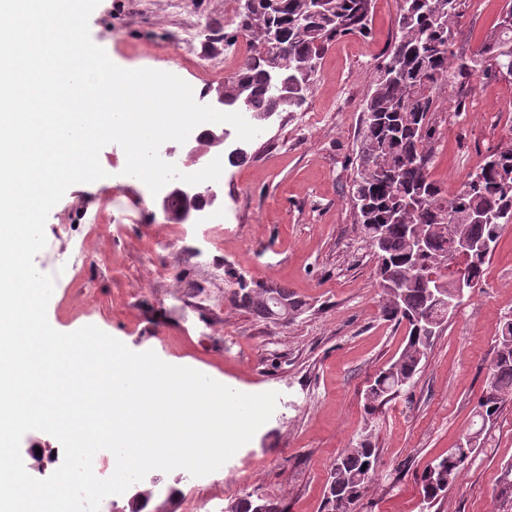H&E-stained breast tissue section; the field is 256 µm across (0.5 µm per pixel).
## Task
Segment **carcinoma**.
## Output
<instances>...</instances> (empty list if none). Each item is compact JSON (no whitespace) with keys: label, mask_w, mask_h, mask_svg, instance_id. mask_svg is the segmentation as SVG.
<instances>
[{"label":"carcinoma","mask_w":512,"mask_h":512,"mask_svg":"<svg viewBox=\"0 0 512 512\" xmlns=\"http://www.w3.org/2000/svg\"><path fill=\"white\" fill-rule=\"evenodd\" d=\"M470 0H399L395 18L400 37L380 57L376 76L368 94L361 131L357 168L350 185L355 222L363 241L383 229V244L376 255L380 287L386 295V313L405 323L407 336L400 356L374 378L366 392L365 410L373 414L376 403L389 400L410 385L434 342L419 328L417 317L427 314L444 321L448 313L427 302L428 286L448 282L456 273L479 281L488 255L454 261L451 247L456 237L499 239L504 224H470L467 215L489 207L512 211V149L492 154L485 164L469 175L461 188L448 194L430 180L432 145L437 129L429 114L437 110L439 91L469 78L480 69L486 75L512 77V59L498 54L500 45H512V6L499 16L484 40L472 50L457 45L454 25L462 18ZM326 7L308 19L307 27L297 25L305 13V0H283L271 17L257 16L244 27L260 35V47L235 76L252 89L247 109L265 112L272 102L267 56L280 54L288 70L312 76L315 60L328 43L365 31L372 0H325ZM285 27L286 41L273 49L265 40L268 23ZM368 204H363V201ZM408 213V224L430 232L432 246L426 255L410 256L407 224L395 217ZM233 301L261 319H269V303L264 286L250 287L244 276L233 281ZM512 400V317L503 320L496 338V355L489 367V386L477 403L482 423L491 422L501 405ZM476 431L464 438L448 455L432 462L422 472L423 498L433 502L444 496L459 474L472 462L480 446ZM377 465V449L364 438L345 449L333 461L325 486L326 512H356V507L372 480Z\"/></svg>","instance_id":"obj_1"}]
</instances>
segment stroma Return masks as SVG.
Returning a JSON list of instances; mask_svg holds the SVG:
<instances>
[{
	"label": "stroma",
	"instance_id": "1",
	"mask_svg": "<svg viewBox=\"0 0 512 512\" xmlns=\"http://www.w3.org/2000/svg\"><path fill=\"white\" fill-rule=\"evenodd\" d=\"M506 0H471L457 28L470 46L489 33ZM398 0H373L366 33L328 44L316 61L307 100L282 112L247 144L248 159L225 166L221 224L167 223L157 198L123 175L116 144L99 161L106 178L72 185L52 208L36 269L54 276L51 324L62 333L99 327L135 352L195 369L236 391L278 392L271 418L224 465L221 485L204 490L180 472L155 471L157 500L171 512H224L245 495L284 512H324L336 456L360 438L378 450L375 476L358 512H512L502 473L512 464V401L487 425V438L443 498L422 501L419 477L477 427L496 334L512 314V224L485 274L434 340L410 386L374 414L364 392L398 357L406 327L384 313L376 260L355 224L349 187L356 172L364 102L375 65L396 37ZM180 21L162 0H100L89 18L92 41L124 69L177 67L184 81L210 87L238 69L231 49L224 74L205 71L210 50L172 44ZM430 175L448 192L495 152L512 149V77L477 72L439 93ZM119 195L123 212L106 201ZM179 235L166 247L163 234ZM223 246L212 250L213 235ZM222 270L288 288L303 309L288 323L257 318L232 300L223 318L163 295L151 264L190 280L197 252Z\"/></svg>",
	"mask_w": 512,
	"mask_h": 512
}]
</instances>
